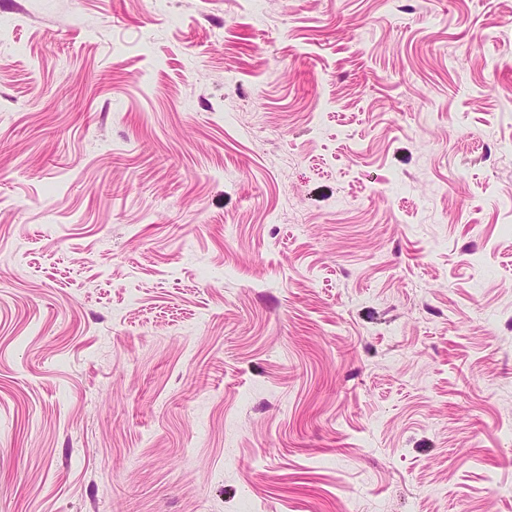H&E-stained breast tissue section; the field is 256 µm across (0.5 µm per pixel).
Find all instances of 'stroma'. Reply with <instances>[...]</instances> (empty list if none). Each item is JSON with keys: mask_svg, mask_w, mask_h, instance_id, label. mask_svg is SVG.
I'll return each instance as SVG.
<instances>
[{"mask_svg": "<svg viewBox=\"0 0 512 512\" xmlns=\"http://www.w3.org/2000/svg\"><path fill=\"white\" fill-rule=\"evenodd\" d=\"M0 512H512V0H0Z\"/></svg>", "mask_w": 512, "mask_h": 512, "instance_id": "stroma-1", "label": "stroma"}]
</instances>
